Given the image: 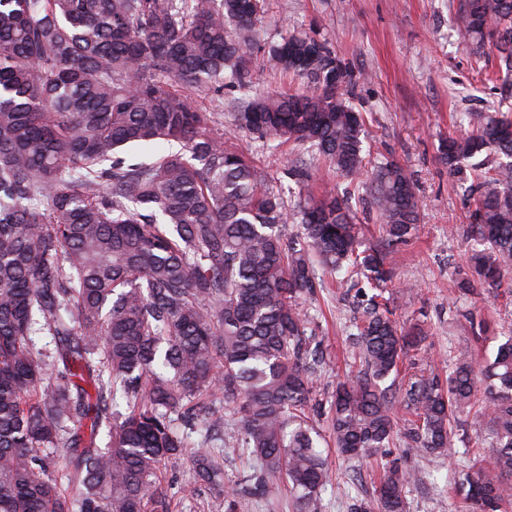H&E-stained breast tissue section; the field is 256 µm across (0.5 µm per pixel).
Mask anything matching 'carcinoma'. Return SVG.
Returning <instances> with one entry per match:
<instances>
[{"label": "carcinoma", "mask_w": 512, "mask_h": 512, "mask_svg": "<svg viewBox=\"0 0 512 512\" xmlns=\"http://www.w3.org/2000/svg\"><path fill=\"white\" fill-rule=\"evenodd\" d=\"M262 12L263 0H0V512H169L158 472L189 448L192 480L222 491L224 512H272L279 482L318 512L326 440L347 460L381 454L376 499L355 512H408L420 475L387 459L397 441L456 458L466 512H512V336L479 368L460 353L444 380L411 374L412 420L396 428L387 381L425 331L393 320L384 293L388 255L419 222L416 181L390 157L367 169L332 38L297 29L263 47ZM459 12L471 50L492 40L512 72V0H460ZM261 51L302 90H255ZM190 91L211 93L262 147L325 160L348 189L317 193L295 162L287 204ZM466 121L440 151L472 202L460 298L512 288V114ZM162 141L180 151L123 156ZM367 177L375 246L350 204ZM345 268L367 285L350 332L360 369L324 400L329 359L306 304L318 270ZM325 404L327 436L306 415ZM476 405L488 467L455 448ZM229 454L248 461L233 482Z\"/></svg>", "instance_id": "1"}]
</instances>
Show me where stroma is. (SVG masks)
Returning <instances> with one entry per match:
<instances>
[{
  "label": "stroma",
  "instance_id": "obj_1",
  "mask_svg": "<svg viewBox=\"0 0 512 512\" xmlns=\"http://www.w3.org/2000/svg\"><path fill=\"white\" fill-rule=\"evenodd\" d=\"M312 24L333 37L352 74L348 91L364 115L372 156L407 165L416 179L420 224L413 240L389 256L398 285L388 298L396 317L421 324L427 339L424 349L409 352L396 384H403L411 370L447 376L451 358L461 350L477 358L491 356L512 335V295H484L466 303L453 295L452 272L464 259L471 206L440 163L439 147L458 130L461 113L511 109L512 76L498 74L496 50L479 57L462 43L458 0H265L258 39L277 40ZM223 133L225 140L256 155L274 184L288 185L285 171L302 158L300 149L287 145L267 154L231 128ZM319 281L308 310L330 359L322 379L329 393L357 370L348 343L353 313L334 277L323 273ZM480 318L490 323V335L477 334L474 322ZM389 454L424 477L407 490L409 512H464L454 490L453 458L412 456L398 445ZM324 455L333 483L322 496L320 512H349L352 497L373 493L380 459L351 462L332 448ZM159 482L172 512H224L216 490L190 484L188 457L167 461ZM436 484L444 486L443 494L433 492Z\"/></svg>",
  "mask_w": 512,
  "mask_h": 512
}]
</instances>
